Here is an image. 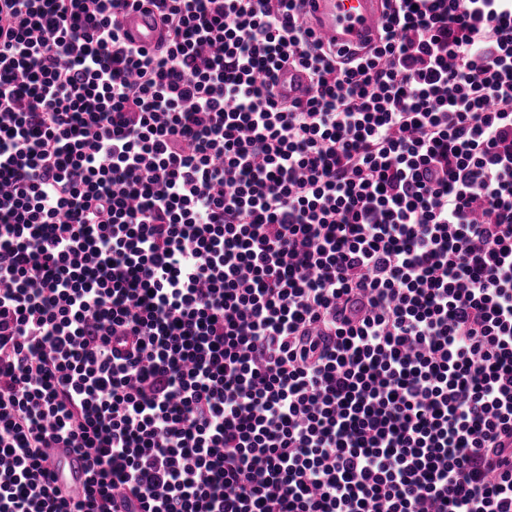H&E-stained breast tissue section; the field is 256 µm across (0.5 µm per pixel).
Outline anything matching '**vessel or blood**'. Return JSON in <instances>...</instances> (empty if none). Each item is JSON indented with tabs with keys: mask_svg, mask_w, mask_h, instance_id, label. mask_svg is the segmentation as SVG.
Masks as SVG:
<instances>
[{
	"mask_svg": "<svg viewBox=\"0 0 512 512\" xmlns=\"http://www.w3.org/2000/svg\"><path fill=\"white\" fill-rule=\"evenodd\" d=\"M384 13V0H305L301 19L323 42L346 53L377 40ZM121 23L123 32L136 46H153L159 38L158 18L154 13L131 9L124 13ZM308 87L305 72L291 67L280 70L277 77L280 98L304 96ZM49 461L57 482L72 494H80L87 477L86 460L70 449L55 448L49 454Z\"/></svg>",
	"mask_w": 512,
	"mask_h": 512,
	"instance_id": "1",
	"label": "vessel or blood"
}]
</instances>
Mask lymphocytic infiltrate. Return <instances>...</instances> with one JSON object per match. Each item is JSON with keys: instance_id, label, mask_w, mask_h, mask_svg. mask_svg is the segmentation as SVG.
Returning <instances> with one entry per match:
<instances>
[{"instance_id": "obj_1", "label": "lymphocytic infiltrate", "mask_w": 512, "mask_h": 512, "mask_svg": "<svg viewBox=\"0 0 512 512\" xmlns=\"http://www.w3.org/2000/svg\"><path fill=\"white\" fill-rule=\"evenodd\" d=\"M301 3L0 0V512H512V0ZM384 13V0H306L301 20L324 43L346 53L377 40ZM122 31L127 33L135 46H153L159 38L156 14L142 9H130L122 16ZM308 87V76L299 69L285 67L278 73L277 92L280 98L293 99L304 97ZM49 462L57 482L66 486L73 495H79L87 477V461L68 448H52Z\"/></svg>"}]
</instances>
